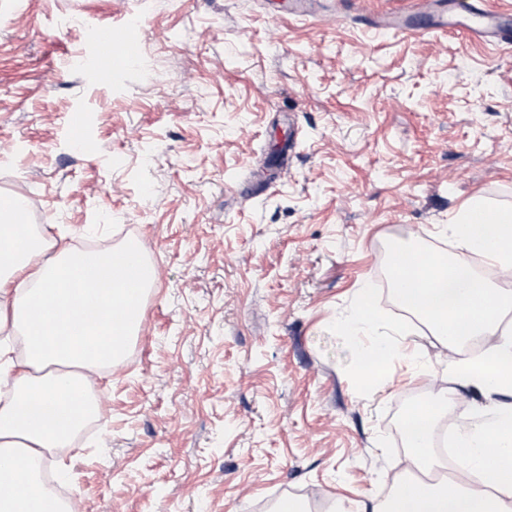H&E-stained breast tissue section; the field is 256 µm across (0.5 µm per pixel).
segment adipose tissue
Masks as SVG:
<instances>
[{"instance_id":"ef3b65f1","label":"adipose tissue","mask_w":512,"mask_h":512,"mask_svg":"<svg viewBox=\"0 0 512 512\" xmlns=\"http://www.w3.org/2000/svg\"><path fill=\"white\" fill-rule=\"evenodd\" d=\"M21 201L0 196V512H70L41 474L70 447L80 420L97 406L96 378L126 354L143 318L155 266L129 264L131 245L83 251L20 223ZM442 234L451 254L388 252L396 299L431 335L460 348L480 338L481 352L454 360L448 373L487 395L512 394V291L478 273L471 258L512 267V210L471 197ZM356 335L375 337L363 379L392 380L395 363L416 364L407 323L382 331L373 294L347 318ZM446 398L406 414L409 476L379 506L351 502L339 512H512V403L477 408L454 440L455 464L440 474L431 437Z\"/></svg>"}]
</instances>
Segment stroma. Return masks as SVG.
<instances>
[{
	"label": "stroma",
	"mask_w": 512,
	"mask_h": 512,
	"mask_svg": "<svg viewBox=\"0 0 512 512\" xmlns=\"http://www.w3.org/2000/svg\"><path fill=\"white\" fill-rule=\"evenodd\" d=\"M0 0V194L66 243L153 258L137 338L104 372L98 428L47 463L80 512H311L382 503L415 401L456 350L393 300L398 241L472 196L512 207V48L375 31L337 0ZM139 21L99 82L88 29ZM82 112L83 129L70 116ZM92 141L94 154L74 150ZM426 365L368 386L342 318L363 283Z\"/></svg>",
	"instance_id": "obj_1"
}]
</instances>
